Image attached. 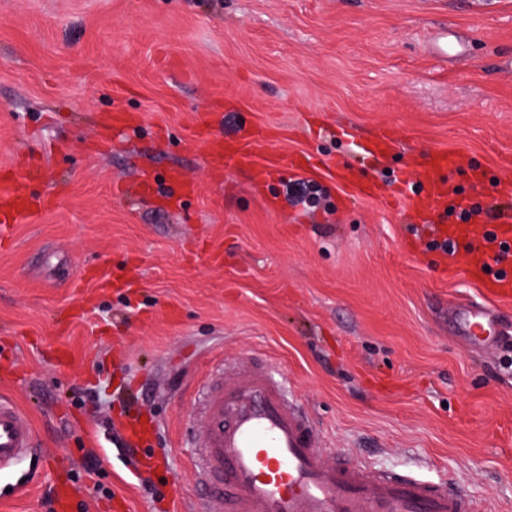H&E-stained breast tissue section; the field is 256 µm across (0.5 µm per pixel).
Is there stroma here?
Wrapping results in <instances>:
<instances>
[{"label": "stroma", "instance_id": "obj_1", "mask_svg": "<svg viewBox=\"0 0 512 512\" xmlns=\"http://www.w3.org/2000/svg\"><path fill=\"white\" fill-rule=\"evenodd\" d=\"M201 111L321 167L214 178ZM115 112L133 123L101 138ZM385 127L396 147L364 152ZM436 148L466 158L450 206L512 202V0H0V177L42 169L40 206L0 228V392L42 476L0 478V512H49L73 476L82 512H196L198 384L246 353L280 369L324 461L512 512V362L455 336L483 277L431 246L459 217L381 197ZM303 181L318 199L291 198Z\"/></svg>", "mask_w": 512, "mask_h": 512}]
</instances>
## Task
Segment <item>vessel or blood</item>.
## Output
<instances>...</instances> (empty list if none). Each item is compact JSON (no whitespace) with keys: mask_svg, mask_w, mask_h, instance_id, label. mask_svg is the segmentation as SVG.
Returning a JSON list of instances; mask_svg holds the SVG:
<instances>
[{"mask_svg":"<svg viewBox=\"0 0 512 512\" xmlns=\"http://www.w3.org/2000/svg\"><path fill=\"white\" fill-rule=\"evenodd\" d=\"M193 133L215 161L233 157L258 178L272 167L295 161L294 155L277 149V139L270 134L265 135V149L259 154L247 141L225 147L204 121L195 122ZM40 177L37 167L24 164L0 180V222H17L26 213L28 187ZM401 179L423 187L415 208L441 205L446 191L427 171H406ZM484 233V228L467 224L451 232L458 248L449 274L488 264L499 244L512 247V222L496 225L495 243H487ZM497 268L489 293L511 299L512 250ZM453 316L459 336L474 346L488 347L499 333L497 313L487 304H467ZM199 425L203 446L193 474L206 490L200 512H480L477 502L444 482L373 471L345 459L326 464L317 447L316 425L289 398L280 372L272 365L251 364L246 356L207 379ZM36 455L28 415L0 396V473Z\"/></svg>","mask_w":512,"mask_h":512,"instance_id":"1","label":"vessel or blood"}]
</instances>
